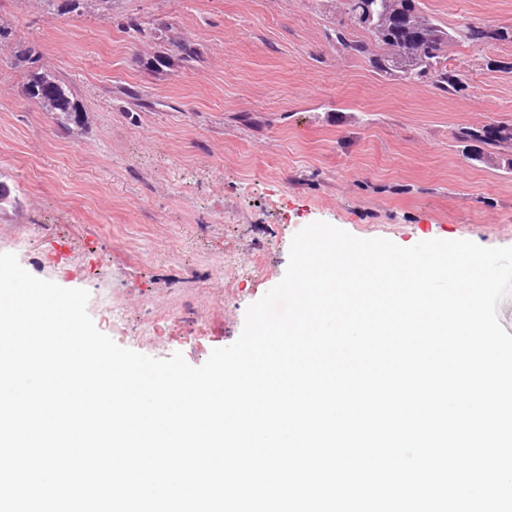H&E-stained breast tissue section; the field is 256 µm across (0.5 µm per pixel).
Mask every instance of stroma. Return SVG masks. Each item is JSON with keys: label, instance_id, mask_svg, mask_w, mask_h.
<instances>
[{"label": "stroma", "instance_id": "stroma-1", "mask_svg": "<svg viewBox=\"0 0 512 512\" xmlns=\"http://www.w3.org/2000/svg\"><path fill=\"white\" fill-rule=\"evenodd\" d=\"M420 3L453 30L512 28V0ZM0 24L71 87L83 120L63 131L0 45V182L16 199L0 253L87 290L96 327L120 308L121 347L202 365L317 221L403 247L512 246V171L466 159L453 137L512 124V39L450 43L467 86L443 95L338 45V30L371 39L342 0H113L107 16L55 17L0 0Z\"/></svg>", "mask_w": 512, "mask_h": 512}]
</instances>
